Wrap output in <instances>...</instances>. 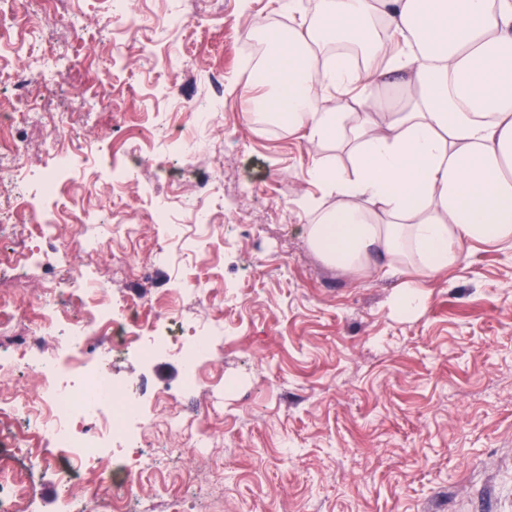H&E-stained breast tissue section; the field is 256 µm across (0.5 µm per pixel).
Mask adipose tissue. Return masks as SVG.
Masks as SVG:
<instances>
[{
    "label": "adipose tissue",
    "mask_w": 512,
    "mask_h": 512,
    "mask_svg": "<svg viewBox=\"0 0 512 512\" xmlns=\"http://www.w3.org/2000/svg\"><path fill=\"white\" fill-rule=\"evenodd\" d=\"M293 24L265 33L247 118L348 147L308 176L334 207L307 227L330 265L437 276L465 246L512 242V0H277ZM355 87L357 111L336 91ZM395 88L403 101L381 95Z\"/></svg>",
    "instance_id": "ef3b65f1"
}]
</instances>
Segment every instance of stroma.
Instances as JSON below:
<instances>
[{"instance_id": "35a3bbf8", "label": "stroma", "mask_w": 512, "mask_h": 512, "mask_svg": "<svg viewBox=\"0 0 512 512\" xmlns=\"http://www.w3.org/2000/svg\"><path fill=\"white\" fill-rule=\"evenodd\" d=\"M172 7L129 0L132 31L110 19L106 0H61L31 42L35 54L57 39L69 47L47 108L107 103L66 131L87 148L59 204L84 209L102 230L112 215H134L137 241L113 238L95 260L109 296L174 302V336L189 323H224L223 346L193 388L176 358L112 359L113 376L137 382L144 400L172 394L175 409L223 435L140 488L142 512H512V245L476 246L437 279L328 266L308 244L312 216L301 202L334 205L307 171L320 159L348 163L347 151L244 117L254 88L241 38L261 19L287 28V14L274 0L247 10L240 0H182L184 21L172 32L162 28ZM169 55L176 64H165ZM12 72L0 63V95L16 110L14 133L36 177L49 163L46 134ZM188 101L209 121L186 118ZM189 140L214 147L190 159ZM131 151L142 161L112 190V168ZM160 165L174 182L156 178ZM202 184L218 213L205 228L192 224ZM170 198L189 240L158 264L164 230L147 213ZM116 251L140 276H113ZM407 282L426 297L411 314L394 308ZM198 288L213 306L197 302Z\"/></svg>"}]
</instances>
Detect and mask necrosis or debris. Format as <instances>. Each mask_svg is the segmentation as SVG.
Returning a JSON list of instances; mask_svg holds the SVG:
<instances>
[{
	"mask_svg": "<svg viewBox=\"0 0 512 512\" xmlns=\"http://www.w3.org/2000/svg\"><path fill=\"white\" fill-rule=\"evenodd\" d=\"M58 3L41 0L40 10L33 11L27 0H0V58L18 57L14 85L35 101L50 95L56 85L51 58H21L22 46L10 33L19 20L34 29L48 24ZM72 118L67 111L42 115L52 164L40 184L30 185L21 147H14L11 164L0 165V178L29 189L26 213L11 217L14 231L7 252L13 266L23 270L39 266L41 255L48 251L68 274L63 281L45 277L31 305L14 295H0V329L18 318L29 321L17 346L0 351V377L30 372L39 379L33 393L0 387V441H7L15 453L11 459L0 457V512H47L35 480L37 471L47 465L53 466L62 491L48 512H132L137 486L160 470L159 458L141 452L155 425L146 418L131 386L113 379L103 366L115 354L130 349L147 360L174 356L181 361L187 381L195 383L203 379V363L211 352L210 336H170V309L153 311L147 319L138 301L113 305L104 284L90 283L91 259L108 250L107 242L92 245L78 237L62 241L43 232V224L50 220L79 222L77 215L66 211L47 218L40 206L43 195L61 192L68 185L77 147L66 142L61 132ZM71 301L84 308L82 318L68 320ZM62 325L67 332L61 336L57 329ZM52 335L58 338V352L49 357L44 346ZM154 405L165 410L157 425L163 434L191 439L198 451L213 446L214 435L193 431L167 394H157ZM19 458L25 459L24 468L16 467Z\"/></svg>",
	"mask_w": 512,
	"mask_h": 512,
	"instance_id": "1",
	"label": "necrosis or debris"
}]
</instances>
